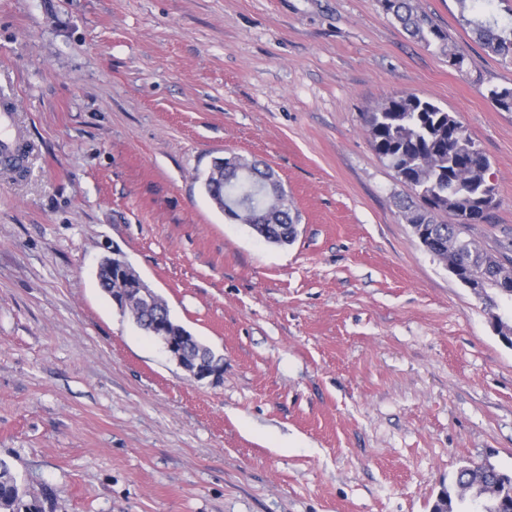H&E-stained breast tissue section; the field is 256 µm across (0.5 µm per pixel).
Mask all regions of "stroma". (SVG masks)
I'll return each instance as SVG.
<instances>
[{
	"label": "stroma",
	"instance_id": "obj_1",
	"mask_svg": "<svg viewBox=\"0 0 512 512\" xmlns=\"http://www.w3.org/2000/svg\"><path fill=\"white\" fill-rule=\"evenodd\" d=\"M0 0V459L44 512H431L470 461L512 470V346L399 214L364 116L413 93L490 162L512 256V56L458 0ZM278 176L288 246L208 197L214 159ZM121 251L224 361L195 380L100 288ZM385 11L391 14L413 37L430 45L429 36L445 41L447 37L426 14L418 13L412 0H382ZM14 126V114L11 110L2 106L0 108V155H11L16 150V140L12 136Z\"/></svg>",
	"mask_w": 512,
	"mask_h": 512
}]
</instances>
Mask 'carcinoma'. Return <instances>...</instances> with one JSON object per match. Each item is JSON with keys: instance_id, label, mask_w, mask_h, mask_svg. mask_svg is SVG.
Masks as SVG:
<instances>
[{"instance_id": "cac0c4a2", "label": "carcinoma", "mask_w": 512, "mask_h": 512, "mask_svg": "<svg viewBox=\"0 0 512 512\" xmlns=\"http://www.w3.org/2000/svg\"><path fill=\"white\" fill-rule=\"evenodd\" d=\"M391 14L412 36L425 43L434 37L447 40L431 18L417 12L412 0H382ZM461 17L472 27L481 43L491 52L512 54V22L502 24L491 13L494 0H458ZM365 123L371 145L380 158L403 176L408 194L399 199V213L412 225L414 234L429 247L441 262L456 266L467 276L488 259L485 272L503 279L511 286L504 296L512 301V257L490 252L468 238L469 225L463 218L471 208L484 210V217L497 205L496 188H486L485 172L489 162L475 142L465 134L461 122L434 101L416 94L403 93L390 97L377 111L367 113ZM249 172L224 170V177L207 179V191L224 194V214L236 221L254 224L267 242L292 244L298 230L291 216L288 199L275 201L259 189L260 179L270 175L256 165L245 162ZM455 217L456 223L439 220L441 214ZM99 285L107 293L118 286V278L105 264L98 270ZM134 321L144 328L152 327L158 311L147 306L130 311ZM187 349L194 359L212 363L214 352L196 337L188 336ZM512 484V473L491 464L462 467L455 482L441 491L448 500V510L467 507L469 492L491 484ZM0 512H43L37 497L26 500L9 465L0 460Z\"/></svg>"}]
</instances>
